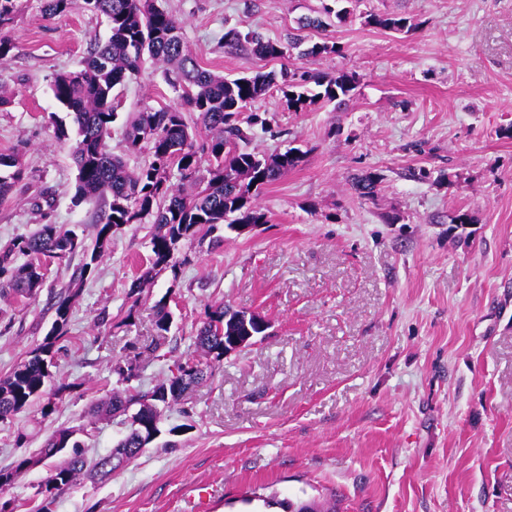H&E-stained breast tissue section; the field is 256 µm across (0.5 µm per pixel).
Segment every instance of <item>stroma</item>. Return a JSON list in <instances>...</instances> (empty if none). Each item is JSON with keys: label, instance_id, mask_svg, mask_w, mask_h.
Instances as JSON below:
<instances>
[{"label": "stroma", "instance_id": "stroma-1", "mask_svg": "<svg viewBox=\"0 0 512 512\" xmlns=\"http://www.w3.org/2000/svg\"><path fill=\"white\" fill-rule=\"evenodd\" d=\"M154 3L182 21L192 55L214 74L344 71L358 86L337 109L294 112L278 90L254 103L267 122L253 130L255 151L305 153L259 195L268 223L218 228L214 245L183 240L179 272L154 276L150 219L113 236L72 300L54 358L56 377L75 388L50 417L35 404L0 424V468L60 427L77 430L87 456L107 454L126 427L90 422L87 409L116 387L113 366L136 358L152 387L191 356L206 308L225 302L263 317L266 336L165 409L142 456L107 482L62 490L54 512H187L199 485L215 491L209 512H282L285 499H332L337 512H512V0H361L359 17L316 33L340 51L313 65L227 53L224 30L282 39L321 0ZM366 13L404 15L416 28H374ZM106 36L83 0L52 18L22 0L16 47L0 63L12 99L0 108V153L19 155L24 177L0 203V245L43 224L93 242L104 204L72 200L76 169L49 119L50 84ZM164 71L145 60L115 91L107 144L129 168L149 159L126 148L129 117L180 103ZM366 171L383 180L361 199L351 179ZM459 208L474 222L449 232ZM82 263H49L37 298L0 301V378L42 343ZM144 274L131 304L128 288ZM166 295L173 322L160 339L152 306ZM176 425L183 433L170 435Z\"/></svg>", "mask_w": 512, "mask_h": 512}]
</instances>
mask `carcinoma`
Listing matches in <instances>:
<instances>
[{"mask_svg":"<svg viewBox=\"0 0 512 512\" xmlns=\"http://www.w3.org/2000/svg\"><path fill=\"white\" fill-rule=\"evenodd\" d=\"M336 10L322 5L314 16L300 17L295 31L284 40H271L255 31L233 26L224 31V48L234 53L248 48L260 59H278L296 49L298 57L318 61L340 48L326 41H315L304 31L319 30L331 16L347 21L359 0H345ZM139 0H84L85 8L104 17L109 28L107 39L97 44L77 71L58 73L51 92L59 107L76 126L71 153L77 168L73 198L79 202L101 199L105 210L97 225L91 259L83 271L92 270L112 241V235L126 224L151 217L155 233L151 239V270L169 269L177 273L181 262L176 256L181 241L198 233L207 236L218 226L237 230L242 225L269 223L267 213L256 203L261 190L297 169L305 158L293 147L271 154H259L249 147L250 128L266 126L265 119L254 113L248 128L238 117L268 90L276 87L288 107L306 112L320 105L341 104L356 88L355 77L347 73L315 72L311 75L282 70L258 72L252 76L226 78L216 75L196 62L182 36V21L153 8L143 13ZM70 0H40V12L47 18L65 13ZM19 12V0H0V61L7 60L15 48L10 32ZM364 23L392 32H408L416 25L397 14H367ZM172 65L165 72L167 81L179 92L187 111L197 114L207 137L196 144L185 112L179 108L146 109L134 115L125 132L127 148H147L151 157L138 171L127 168L124 159L109 151L107 138L117 112L114 90L135 76L145 57ZM209 163L205 187L186 193L184 181H196L201 158ZM179 175V184L172 182ZM23 176L21 160L13 154H0V200L16 190ZM382 180L380 173L368 171L359 176L354 189L361 198H371ZM79 250H86L84 238L58 224H42L33 233L20 236L0 247V299H34L41 291L44 258L63 261ZM27 261L19 264L18 257ZM72 295L58 299L55 320L43 343L21 360L11 373L0 379V421L9 419L30 403L42 400V415H51L57 400L71 392L74 384L56 379L51 371L55 348L68 334ZM157 335L165 336L171 328L172 312L166 298L153 305ZM268 323L258 314H246L225 303L214 304L192 337V345L206 359L193 358L173 362L166 379L149 390L132 385L138 370L131 362L116 364L113 372L124 389L93 407V412L125 417L127 433L110 453L89 458L80 450L74 431L58 428L46 439L38 455L49 459L62 448L72 453L50 469L38 484L34 497L40 500L37 512H52L58 491L82 478L106 481L140 456L160 435L159 406L169 407L182 395L206 381L210 368L224 360L234 340L263 336ZM30 457L21 456L8 468H0V483L9 487L25 472ZM283 512H336L334 503L316 501H281Z\"/></svg>","mask_w":512,"mask_h":512,"instance_id":"carcinoma-1","label":"carcinoma"}]
</instances>
